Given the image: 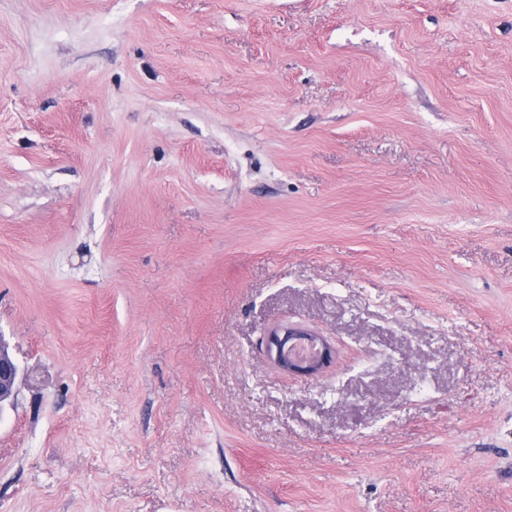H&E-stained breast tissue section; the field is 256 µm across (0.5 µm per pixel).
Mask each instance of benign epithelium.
Listing matches in <instances>:
<instances>
[{
    "label": "benign epithelium",
    "instance_id": "benign-epithelium-1",
    "mask_svg": "<svg viewBox=\"0 0 512 512\" xmlns=\"http://www.w3.org/2000/svg\"><path fill=\"white\" fill-rule=\"evenodd\" d=\"M266 354L279 369L289 374L313 375L332 358L331 346L317 334L295 325L272 329L266 340ZM20 366L0 339V420L14 405L15 383Z\"/></svg>",
    "mask_w": 512,
    "mask_h": 512
}]
</instances>
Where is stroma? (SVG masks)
Listing matches in <instances>:
<instances>
[{
  "instance_id": "35a3bbf8",
  "label": "stroma",
  "mask_w": 512,
  "mask_h": 512,
  "mask_svg": "<svg viewBox=\"0 0 512 512\" xmlns=\"http://www.w3.org/2000/svg\"><path fill=\"white\" fill-rule=\"evenodd\" d=\"M0 336V512H512V0H0ZM307 342L314 347V354L298 358L292 353L295 345ZM266 354L279 369L289 374L313 375L332 358L331 346L317 334L295 325H282L272 329L266 340ZM20 373V366L5 348L0 336V424L7 407H13L15 383Z\"/></svg>"
}]
</instances>
